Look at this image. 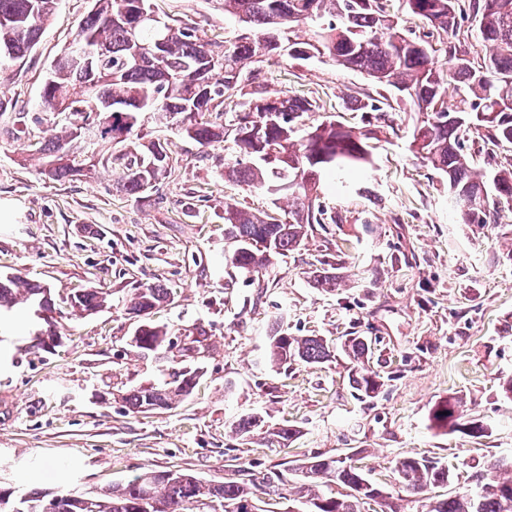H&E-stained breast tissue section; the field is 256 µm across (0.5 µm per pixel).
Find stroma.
I'll return each mask as SVG.
<instances>
[{
  "instance_id": "1",
  "label": "stroma",
  "mask_w": 512,
  "mask_h": 512,
  "mask_svg": "<svg viewBox=\"0 0 512 512\" xmlns=\"http://www.w3.org/2000/svg\"><path fill=\"white\" fill-rule=\"evenodd\" d=\"M91 0H61L35 50L0 65V274L49 288L63 343L29 348L26 319L0 325V486L16 495L75 490L93 494L147 470H187L206 481L228 469L259 477L311 454L359 451L369 477L399 512L421 505L400 483L405 457H435L460 480L493 457L512 459V212L479 228L458 223L437 173L409 149L415 112L393 116L394 130L372 165L351 169L346 184L325 175L320 200L340 223L310 234L295 251L259 271L234 267L224 235V205L253 211L272 204L266 191L226 180L224 150L205 148L175 126L141 118L149 138L165 142L172 167L153 194L116 190L120 170L85 156V170L53 182L40 175L34 149L50 136L38 112L53 58L75 38ZM159 16L207 39L233 37L237 25L211 0H153ZM270 95L317 100L313 126L335 116L361 126L349 97L369 88L359 72L329 63L263 64ZM336 262V285L317 284L321 262ZM172 289L152 311L173 346L164 358L131 343L138 324L125 301L134 289ZM105 292L110 309L76 317L69 294ZM291 336L336 339L357 329L370 337L368 368L386 383L372 402L357 400L344 356L321 366L273 367V325ZM205 333L200 352L184 339ZM200 366L193 393L169 410L136 413L123 392L158 384L180 362ZM456 397L486 427L483 437L434 426L435 402ZM257 414L265 425L293 426L288 446H267L263 432L239 439L233 426Z\"/></svg>"
}]
</instances>
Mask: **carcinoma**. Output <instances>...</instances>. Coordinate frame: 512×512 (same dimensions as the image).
Returning <instances> with one entry per match:
<instances>
[{
    "mask_svg": "<svg viewBox=\"0 0 512 512\" xmlns=\"http://www.w3.org/2000/svg\"><path fill=\"white\" fill-rule=\"evenodd\" d=\"M149 0H93L80 21L73 44L105 45L109 55L98 73L102 93L92 99L88 69L69 58L66 48L54 59L39 94L38 109L50 114L63 110L82 122L106 126L112 138L136 144L117 156L102 158L122 170L119 190L142 195L153 189L171 167L166 144L145 141L139 116L149 112L159 121L173 119L178 131L203 147H215L233 131L231 158L224 176L248 186L292 199L288 211L249 212L224 203V235L237 242L233 265L244 271L263 266L261 249L284 256L296 250L316 224H336L317 195L321 177L334 170L371 163L373 151L391 112L411 105L426 115L411 131L413 152L438 171L448 187V206L461 224H497L501 213L512 211V0H402L419 18L422 32H404L388 10L390 0H222L224 15L240 24L235 36L207 41L190 26L163 19L161 25L122 19L134 4ZM60 0H0V62L25 58L39 44L44 26ZM477 32L483 53L462 48L461 22ZM312 24L305 38L299 28ZM318 60L357 71L382 93L362 91L357 110L367 114L360 128L326 120L307 128L297 123L304 112H318L319 104L296 95L266 96L258 80L260 64L275 58ZM235 103L228 123L226 103ZM492 115L481 120L477 113ZM77 125H66L63 138L49 137L39 151L47 158L72 149L86 153L100 142L77 144ZM492 146L500 150L495 167L471 163V151ZM81 165L59 163L45 178L57 182L80 175ZM50 289L16 275L0 276V315L17 306L33 310ZM171 300L168 288L135 289L128 310L143 318L134 346L142 354L163 349L166 329L145 319ZM107 295L94 288L73 294L70 307L91 315L107 307ZM341 348L352 363L350 382L357 398L378 396L383 377L366 366L371 340L346 336L337 344L322 336H288L273 330L269 360L278 365H318L333 361ZM170 382L139 387L122 396L133 412L170 409L189 396L198 384L195 370L185 366L169 374ZM431 419L452 431L474 436L483 423L466 417L454 398L431 409ZM263 426L258 415L241 417L235 434L245 440ZM289 427L267 428L268 442L285 445L296 435ZM396 466L400 483L421 498L422 512H512V460L493 459L472 475L474 493L450 491L453 475L435 458L407 457ZM300 477V512H377L365 508L363 498H382L383 492L353 464L352 456L314 454L293 468ZM341 486L346 492L335 493ZM288 471L270 470L248 481L230 473L224 481L208 483L182 470L144 471L115 483L97 497L71 492H31L11 500L13 491L0 487V512H270L266 506L285 498Z\"/></svg>",
    "mask_w": 512,
    "mask_h": 512,
    "instance_id": "1",
    "label": "carcinoma"
}]
</instances>
